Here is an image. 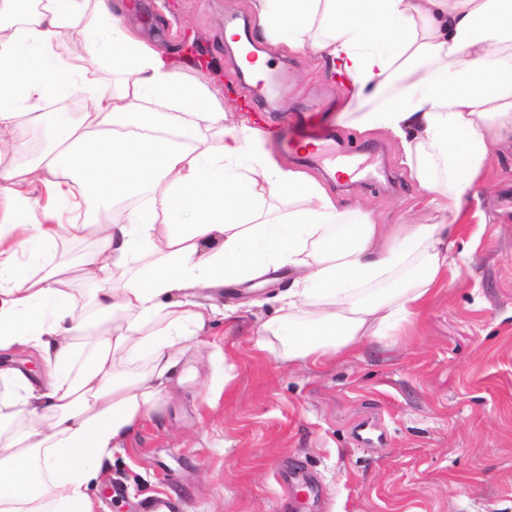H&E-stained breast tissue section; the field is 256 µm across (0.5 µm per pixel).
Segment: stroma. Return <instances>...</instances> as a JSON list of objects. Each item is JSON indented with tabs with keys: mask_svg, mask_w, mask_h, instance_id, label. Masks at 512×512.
I'll list each match as a JSON object with an SVG mask.
<instances>
[{
	"mask_svg": "<svg viewBox=\"0 0 512 512\" xmlns=\"http://www.w3.org/2000/svg\"><path fill=\"white\" fill-rule=\"evenodd\" d=\"M140 34L165 51L203 50L224 106L250 98L276 131L271 153L322 181L342 205L382 224H411L420 207L399 144L360 132L349 95L312 53L257 38L278 84L251 99L224 38L254 22L251 0H131ZM306 124L334 135L336 151L366 160L351 186L283 152ZM494 166L453 234L463 259L448 269L410 337L371 343L318 368L282 365L254 346L253 326L273 305L224 291L244 306L191 348L141 424L114 451L95 493L101 512H141L162 495L176 512H512V150L492 144ZM375 421L367 446L358 424Z\"/></svg>",
	"mask_w": 512,
	"mask_h": 512,
	"instance_id": "stroma-1",
	"label": "stroma"
}]
</instances>
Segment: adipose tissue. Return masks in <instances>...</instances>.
<instances>
[{
	"instance_id": "obj_1",
	"label": "adipose tissue",
	"mask_w": 512,
	"mask_h": 512,
	"mask_svg": "<svg viewBox=\"0 0 512 512\" xmlns=\"http://www.w3.org/2000/svg\"><path fill=\"white\" fill-rule=\"evenodd\" d=\"M25 2L0 0V512H98L93 487L190 344L237 322L215 289L287 269L255 334L288 363L413 325L455 261L452 224L491 142L512 143V0H254L261 37L316 53L356 124L400 142L413 224L377 223L280 165L270 130L127 25L128 0H40L32 14ZM64 43L80 53L62 56ZM79 94L80 117L56 111ZM30 126L48 135L33 159L18 136ZM101 199L125 203L112 223L82 216ZM92 235L69 287L53 257ZM143 355L149 369L132 371Z\"/></svg>"
}]
</instances>
